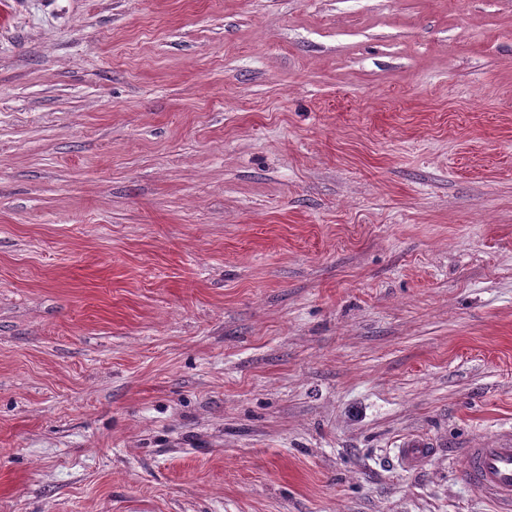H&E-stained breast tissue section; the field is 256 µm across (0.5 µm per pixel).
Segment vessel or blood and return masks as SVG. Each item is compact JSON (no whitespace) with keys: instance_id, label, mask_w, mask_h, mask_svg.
<instances>
[{"instance_id":"b4317fda","label":"vessel or blood","mask_w":512,"mask_h":512,"mask_svg":"<svg viewBox=\"0 0 512 512\" xmlns=\"http://www.w3.org/2000/svg\"><path fill=\"white\" fill-rule=\"evenodd\" d=\"M464 481L494 507V512H512V436L505 443L463 451Z\"/></svg>"}]
</instances>
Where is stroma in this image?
<instances>
[{"mask_svg":"<svg viewBox=\"0 0 512 512\" xmlns=\"http://www.w3.org/2000/svg\"><path fill=\"white\" fill-rule=\"evenodd\" d=\"M509 433L512 0H0V512H492ZM464 481L488 500L495 512L512 511V433L507 442L487 448H463ZM399 458L404 467L414 469L422 464L431 453V448L420 443H410L406 448H399Z\"/></svg>","mask_w":512,"mask_h":512,"instance_id":"stroma-1","label":"stroma"}]
</instances>
